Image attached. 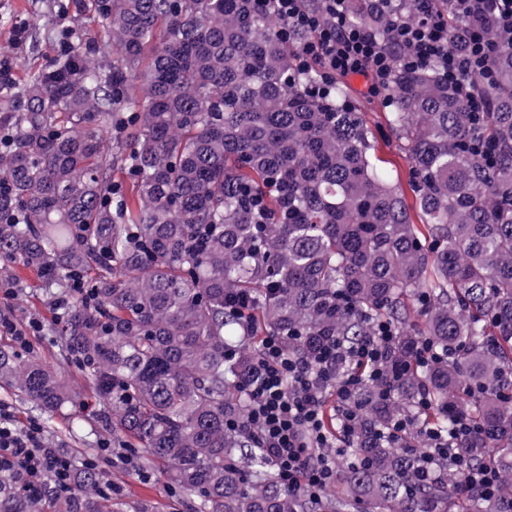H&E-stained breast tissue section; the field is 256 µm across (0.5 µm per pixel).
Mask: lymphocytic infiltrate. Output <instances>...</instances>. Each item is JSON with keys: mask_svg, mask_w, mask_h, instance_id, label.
Masks as SVG:
<instances>
[{"mask_svg": "<svg viewBox=\"0 0 512 512\" xmlns=\"http://www.w3.org/2000/svg\"><path fill=\"white\" fill-rule=\"evenodd\" d=\"M319 3L312 9L306 0H256V7L279 19L282 40L295 41L300 68H318L321 81L314 92L322 97L337 78L354 74L365 75L371 91H380L398 64L414 69L437 63L450 82L462 84L485 72L493 52L484 36L473 30L465 36V55L453 53L442 15L426 5L414 20L395 28L396 47L390 50L367 27L347 24L346 0ZM394 339L391 328L382 324L374 335L347 350L336 341L327 342L311 362L289 355L279 337H261L258 376L248 387L250 406L242 426L289 491L318 501L333 485L336 466L329 451L338 439L324 424L325 393L335 391L342 429L350 431L355 415L348 402L363 377L379 382L384 394L392 392L398 375L379 370L378 364ZM343 355L354 363L352 372L338 370L336 361ZM73 466L70 455L48 446L41 423L32 418L18 423L10 405L0 401V470H11L31 483L49 477L65 491Z\"/></svg>", "mask_w": 512, "mask_h": 512, "instance_id": "1", "label": "lymphocytic infiltrate"}]
</instances>
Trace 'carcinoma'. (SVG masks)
Instances as JSON below:
<instances>
[{
  "label": "carcinoma",
  "instance_id": "carcinoma-1",
  "mask_svg": "<svg viewBox=\"0 0 512 512\" xmlns=\"http://www.w3.org/2000/svg\"><path fill=\"white\" fill-rule=\"evenodd\" d=\"M435 4L463 51L465 21ZM414 11L346 2L384 43ZM82 13L112 60L76 22L53 64L3 96L0 261L37 272L48 303L69 301L49 331L112 447L136 451L192 512H512V34L484 24L496 53L472 82L481 112L436 63L394 69L388 122L410 157V205L344 84L312 95L319 72L296 67L253 0H84ZM76 275L90 277L82 293ZM380 321L397 336L381 363L401 368L394 395L363 382L334 489L319 503L288 492L227 426L248 411L260 337L312 360ZM0 389L48 419L71 401L1 341ZM464 417L479 435L459 449L500 471L492 495L452 498L448 456L422 473L430 430L446 437ZM108 481L86 467L68 491L31 490L0 471V512H109Z\"/></svg>",
  "mask_w": 512,
  "mask_h": 512
}]
</instances>
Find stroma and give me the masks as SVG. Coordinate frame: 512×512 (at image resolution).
I'll return each instance as SVG.
<instances>
[{
    "label": "stroma",
    "instance_id": "1",
    "mask_svg": "<svg viewBox=\"0 0 512 512\" xmlns=\"http://www.w3.org/2000/svg\"><path fill=\"white\" fill-rule=\"evenodd\" d=\"M52 0H0V60L10 63L17 82L26 81L30 71L54 62L59 40L57 23L51 8ZM22 27L26 36L14 43L13 31ZM350 104L365 113L367 123L375 133L377 155L386 170L407 175L409 155L398 136L387 125L386 114L392 104L385 93L369 92L367 84L344 78ZM15 282L18 291L14 298L0 301V308H12L20 323L37 319L50 323L53 310L43 295L40 277L36 272L17 268L0 269V278ZM29 354L50 367L74 394L75 400L56 412L44 430L50 443L76 459L94 458L98 467L110 475L120 493L113 498L114 512H133L134 506L147 502L155 512H190L191 506L183 492H171L160 475L143 480L123 464L113 462L111 453L102 449L109 434L100 417L99 406L81 369L73 361L62 359L53 336L48 332L31 337Z\"/></svg>",
    "mask_w": 512,
    "mask_h": 512
}]
</instances>
